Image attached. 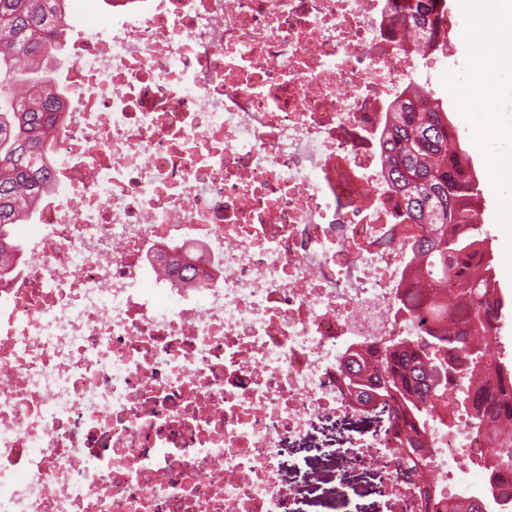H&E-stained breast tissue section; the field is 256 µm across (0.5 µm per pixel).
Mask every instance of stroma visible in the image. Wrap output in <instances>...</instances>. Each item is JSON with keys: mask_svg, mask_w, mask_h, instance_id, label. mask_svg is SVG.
Returning a JSON list of instances; mask_svg holds the SVG:
<instances>
[{"mask_svg": "<svg viewBox=\"0 0 512 512\" xmlns=\"http://www.w3.org/2000/svg\"><path fill=\"white\" fill-rule=\"evenodd\" d=\"M466 0H448V40L455 47L454 53L445 55L433 52L427 56L431 69L430 87L435 98L442 102L454 127L456 137L468 151L474 169L481 180L484 202L481 223L493 238L496 280L505 298L512 300V182L503 180L506 164L490 168L491 155H504L512 146V94L494 88L490 99L494 104V122H487L483 114L469 115L463 108L467 103V85L471 84L469 41L463 40V31L471 29ZM69 17L76 24L67 32V42H74L78 35L96 34L108 22L112 12L104 0L91 5L90 0H67ZM382 422L376 418L337 415L317 421L308 432L291 441L282 455V479L298 480L296 462L306 461L317 478L309 483L299 505V512H323L321 500L327 489L336 483L341 462L334 451L350 448L369 438ZM352 512H381L378 494L380 473L373 468L353 470L350 474Z\"/></svg>", "mask_w": 512, "mask_h": 512, "instance_id": "obj_1", "label": "stroma"}]
</instances>
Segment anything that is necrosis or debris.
I'll list each match as a JSON object with an SVG mask.
<instances>
[{
  "instance_id": "1",
  "label": "necrosis or debris",
  "mask_w": 512,
  "mask_h": 512,
  "mask_svg": "<svg viewBox=\"0 0 512 512\" xmlns=\"http://www.w3.org/2000/svg\"><path fill=\"white\" fill-rule=\"evenodd\" d=\"M70 197H46L0 288V512H297L281 451L352 411L342 365L422 327L378 137L411 81L387 0H113L73 43ZM200 247L211 276L157 277ZM460 382L409 471L383 432L340 460L421 512L480 466Z\"/></svg>"
}]
</instances>
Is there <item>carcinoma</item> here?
Masks as SVG:
<instances>
[{"label": "carcinoma", "mask_w": 512, "mask_h": 512, "mask_svg": "<svg viewBox=\"0 0 512 512\" xmlns=\"http://www.w3.org/2000/svg\"><path fill=\"white\" fill-rule=\"evenodd\" d=\"M397 23L404 49L448 51L447 0H408ZM68 27L66 0H0V281L11 275L21 250L11 229L29 221L56 188L52 147L65 102L51 63ZM380 150L403 219L424 226L412 249L415 280L429 289L418 314L424 331L367 356L353 354L345 365L346 388L361 412L377 410L395 424L411 469L427 456L419 424L439 391L432 387L435 355L448 351L449 369L474 388L470 433L495 444L484 462L486 488L493 489L492 472L512 467V431L501 430L504 419L512 421V366L488 359L507 301L496 284L492 237L476 222L481 184L448 113L426 85L413 83L409 97L394 104ZM178 265L186 276L208 275L190 249ZM450 283L454 293L447 301L442 288Z\"/></svg>", "instance_id": "carcinoma-1"}]
</instances>
